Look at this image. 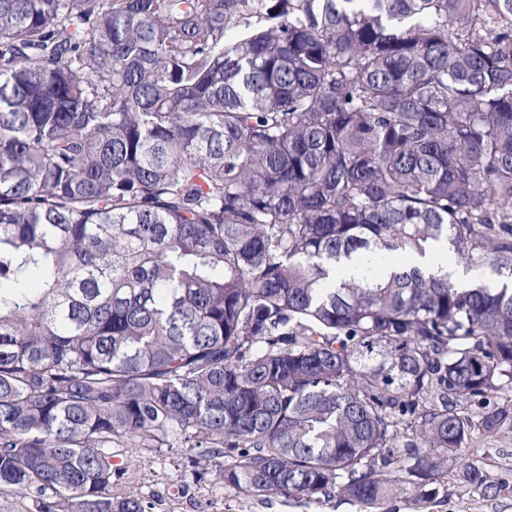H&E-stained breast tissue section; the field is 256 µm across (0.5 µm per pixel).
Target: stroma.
Wrapping results in <instances>:
<instances>
[{
  "label": "stroma",
  "instance_id": "35a3bbf8",
  "mask_svg": "<svg viewBox=\"0 0 512 512\" xmlns=\"http://www.w3.org/2000/svg\"><path fill=\"white\" fill-rule=\"evenodd\" d=\"M198 448H127L124 461L129 483L113 486V495L135 491L151 505L150 512H359L351 501L332 497L319 503L291 500L279 495L255 496L225 488L218 466L206 474L196 472ZM481 465L501 487L484 496L462 478L466 463ZM375 512H512V426L491 434L477 432L462 458L448 465L445 491L418 505L400 495Z\"/></svg>",
  "mask_w": 512,
  "mask_h": 512
}]
</instances>
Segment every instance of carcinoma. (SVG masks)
Returning a JSON list of instances; mask_svg holds the SVG:
<instances>
[{
  "label": "carcinoma",
  "instance_id": "1",
  "mask_svg": "<svg viewBox=\"0 0 512 512\" xmlns=\"http://www.w3.org/2000/svg\"><path fill=\"white\" fill-rule=\"evenodd\" d=\"M505 392L512 0H0V494L148 512L117 445L419 501ZM455 260V259H454ZM455 263L457 264V266L459 267V269L461 270L463 276L465 277V280L463 281H455V280H452L458 284L460 283H464V282H467L469 283L470 281H473L475 279H482L484 281H497L500 279V277L494 272V270L490 267H486L480 271H477V272H469L466 270L465 267L461 266L460 264H458V262L455 260ZM455 263L449 259L447 260L446 259V262H442V266L445 268V272H448V274L451 276V277H455L457 275V272H456V265ZM478 274L477 276H474Z\"/></svg>",
  "mask_w": 512,
  "mask_h": 512
}]
</instances>
